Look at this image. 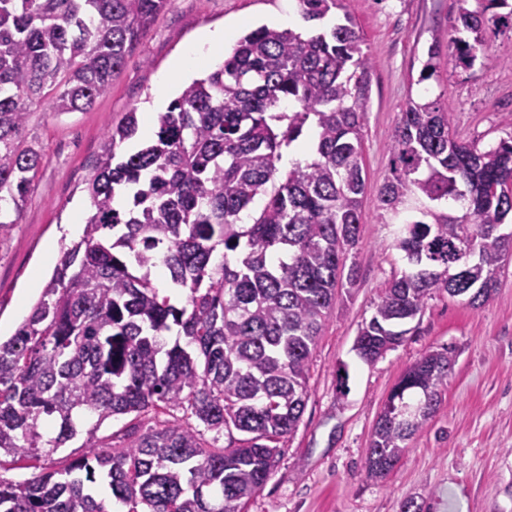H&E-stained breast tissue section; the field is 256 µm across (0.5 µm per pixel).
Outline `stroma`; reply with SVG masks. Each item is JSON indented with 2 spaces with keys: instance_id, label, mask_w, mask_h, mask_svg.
Instances as JSON below:
<instances>
[{
  "instance_id": "1",
  "label": "stroma",
  "mask_w": 512,
  "mask_h": 512,
  "mask_svg": "<svg viewBox=\"0 0 512 512\" xmlns=\"http://www.w3.org/2000/svg\"><path fill=\"white\" fill-rule=\"evenodd\" d=\"M457 0H342L364 39L372 68L364 118L365 192L354 287L343 289L313 353L309 398L297 431L281 445L269 480L244 512H399L403 500L430 512H512V258L482 306L434 293L411 333L374 364L354 349L385 283L406 266L389 242L395 231L379 207L390 176L387 146L408 99L447 100L457 135L490 144L512 115V33L491 44L486 65L453 69L440 53L431 79L419 75L433 43L447 45ZM305 28L298 0H173L145 32L110 89L83 112L33 108L22 138L44 163L18 223L0 232V338L29 315L50 279L48 249L79 240L90 213L86 182L112 124L126 112H160L195 80L172 70L205 30L241 37L261 25ZM456 349L435 416L408 443L386 481L364 476L373 427L392 387L426 352Z\"/></svg>"
}]
</instances>
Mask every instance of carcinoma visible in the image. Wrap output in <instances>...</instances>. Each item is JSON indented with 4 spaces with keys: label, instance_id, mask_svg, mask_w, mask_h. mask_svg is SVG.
Returning <instances> with one entry per match:
<instances>
[{
    "label": "carcinoma",
    "instance_id": "obj_1",
    "mask_svg": "<svg viewBox=\"0 0 512 512\" xmlns=\"http://www.w3.org/2000/svg\"><path fill=\"white\" fill-rule=\"evenodd\" d=\"M172 0H0V230L18 223L44 158L22 146L31 107L83 112L112 84ZM448 60L468 70L512 32L509 0H457ZM320 21L340 0H299ZM468 37H460V33ZM370 57L350 16L328 32L262 25L157 113L152 143L124 153L135 111L107 131L87 183L93 210L14 336L0 342V451L39 470L0 477V512H110L88 485L107 481L124 512H241L298 427L308 366L363 224L361 156ZM486 147L455 137L439 100L409 99L379 191L410 269L378 295L354 350L373 363L397 346L433 292L485 304L512 253V118ZM312 134L311 156L283 159ZM261 206H256L257 200ZM166 270L170 287L154 283ZM455 350L427 352L379 413L365 477L384 481L436 414ZM162 411L44 466L79 423ZM51 420L52 437L40 431ZM238 432L227 447L204 432Z\"/></svg>",
    "mask_w": 512,
    "mask_h": 512
}]
</instances>
